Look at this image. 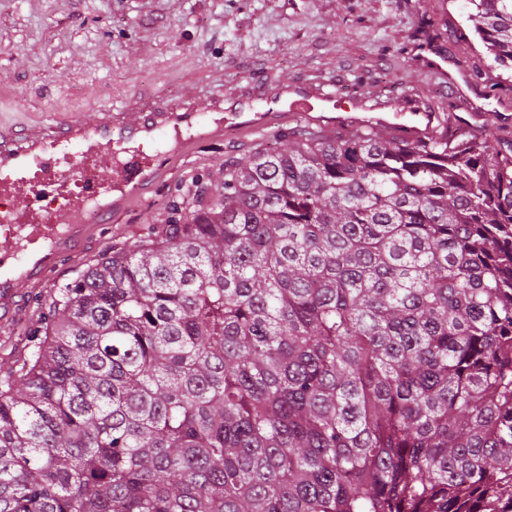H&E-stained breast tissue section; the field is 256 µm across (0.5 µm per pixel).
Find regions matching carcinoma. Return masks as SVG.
Returning a JSON list of instances; mask_svg holds the SVG:
<instances>
[{"instance_id": "obj_1", "label": "carcinoma", "mask_w": 512, "mask_h": 512, "mask_svg": "<svg viewBox=\"0 0 512 512\" xmlns=\"http://www.w3.org/2000/svg\"><path fill=\"white\" fill-rule=\"evenodd\" d=\"M512 70V0H470ZM57 287L0 512H506L512 141L304 129Z\"/></svg>"}]
</instances>
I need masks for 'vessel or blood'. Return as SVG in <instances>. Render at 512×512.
<instances>
[{
	"label": "vessel or blood",
	"mask_w": 512,
	"mask_h": 512,
	"mask_svg": "<svg viewBox=\"0 0 512 512\" xmlns=\"http://www.w3.org/2000/svg\"><path fill=\"white\" fill-rule=\"evenodd\" d=\"M422 72L461 91L444 59L418 58ZM303 123L327 136L349 131L401 133L411 140L437 136L445 121L430 109L376 112L365 97L339 110L334 94L313 83L283 82L271 92L210 95L205 106L190 99L106 107L94 118L59 117L16 129L0 124V318L10 317L21 288L51 279L61 258L74 255L97 217H118L127 199L169 173L172 153L222 140L233 128L255 134L274 125ZM147 142L168 143L144 155ZM62 204H38L48 190Z\"/></svg>",
	"instance_id": "vessel-or-blood-1"
}]
</instances>
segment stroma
Masks as SVG:
<instances>
[{"instance_id": "35a3bbf8", "label": "stroma", "mask_w": 512, "mask_h": 512, "mask_svg": "<svg viewBox=\"0 0 512 512\" xmlns=\"http://www.w3.org/2000/svg\"><path fill=\"white\" fill-rule=\"evenodd\" d=\"M471 11L469 0H0V122L86 118L157 96L201 102L212 92L270 90L285 81L389 103L402 90H428L464 115L465 101L418 67L413 49L429 43L467 69L472 96L485 99L486 112L469 118L468 129L491 121L512 138V83L481 55ZM429 17L438 25L430 40L422 31ZM266 145L263 135L228 131L219 144L173 156L165 181L94 228L51 281L24 287L11 322L0 326V383L17 378L34 350L30 331L56 285L165 224L188 177L215 174L225 157Z\"/></svg>"}]
</instances>
